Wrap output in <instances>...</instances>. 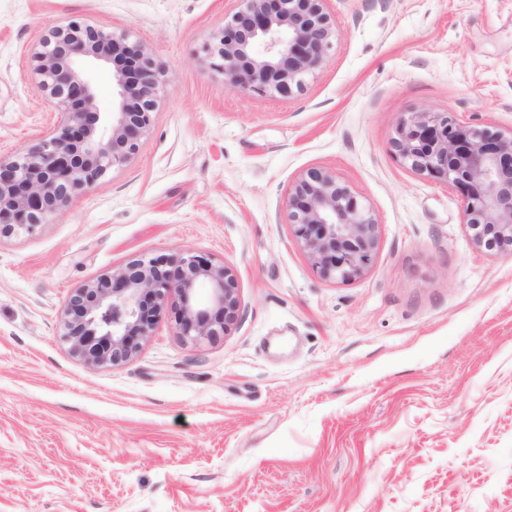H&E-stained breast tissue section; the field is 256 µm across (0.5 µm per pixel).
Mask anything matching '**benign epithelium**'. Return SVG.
<instances>
[{
    "label": "benign epithelium",
    "instance_id": "1",
    "mask_svg": "<svg viewBox=\"0 0 512 512\" xmlns=\"http://www.w3.org/2000/svg\"><path fill=\"white\" fill-rule=\"evenodd\" d=\"M211 47L213 66L239 91L289 99L322 67L337 36L327 0H238ZM40 85L65 114L54 132L9 162L0 161V235L31 232L60 215L73 195L94 187L138 152L151 124L162 73L125 38L71 22L53 29L35 54ZM92 61L117 64V100L101 112L83 72ZM392 148L405 168L445 183L463 199V223L479 249L512 255V137L446 112H405ZM288 220L317 273L354 281L371 266L377 222L330 171L313 168L288 193ZM211 283L212 310L197 307L196 282ZM179 334L192 340L227 334L241 320L235 275L198 255L128 262L72 293L64 337L87 366H118L152 335L171 296Z\"/></svg>",
    "mask_w": 512,
    "mask_h": 512
}]
</instances>
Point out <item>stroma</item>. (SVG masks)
<instances>
[{
  "instance_id": "35a3bbf8",
  "label": "stroma",
  "mask_w": 512,
  "mask_h": 512,
  "mask_svg": "<svg viewBox=\"0 0 512 512\" xmlns=\"http://www.w3.org/2000/svg\"><path fill=\"white\" fill-rule=\"evenodd\" d=\"M237 6L0 0L2 159L63 119L34 71L52 28L127 34L164 75L135 155L0 237V512H512V256L391 150L404 112L512 134V0H328L338 36L289 100L212 67ZM312 168L378 223L355 281L288 224ZM179 254L232 269L228 335L180 336L172 297L127 362L70 353L74 289Z\"/></svg>"
}]
</instances>
